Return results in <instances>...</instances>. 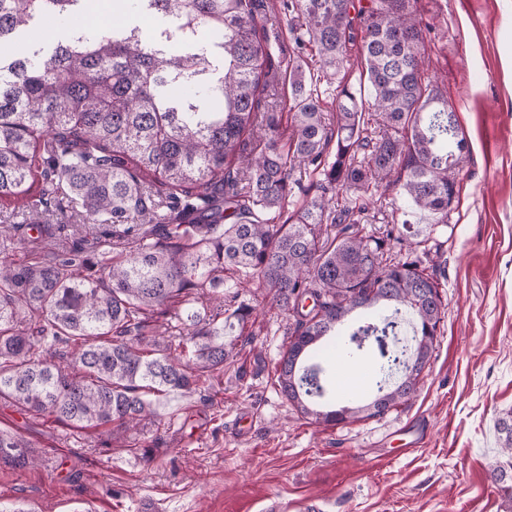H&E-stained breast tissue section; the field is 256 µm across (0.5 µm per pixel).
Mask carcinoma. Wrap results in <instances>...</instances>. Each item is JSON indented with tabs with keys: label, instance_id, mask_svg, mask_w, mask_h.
Segmentation results:
<instances>
[{
	"label": "carcinoma",
	"instance_id": "obj_1",
	"mask_svg": "<svg viewBox=\"0 0 512 512\" xmlns=\"http://www.w3.org/2000/svg\"><path fill=\"white\" fill-rule=\"evenodd\" d=\"M277 0H112V29L88 0H0V47L37 19L64 25L39 58L0 51V402L74 428L138 434L172 394L224 369L253 318L257 281L288 313L280 394L319 424L377 417L413 395L442 315L440 283L389 229H357L378 191L392 212L448 223L467 143L425 67L416 0H288V51L268 35ZM360 62L363 93L326 106L308 80ZM288 86L289 132L265 110ZM311 179L301 205L294 190ZM37 233L14 259L8 221ZM92 238L66 242L67 224ZM182 316L145 332L169 305ZM395 304L330 345L356 309ZM369 362L377 395L357 408L312 402L328 363ZM512 456V411L496 421ZM0 428V463L34 466Z\"/></svg>",
	"mask_w": 512,
	"mask_h": 512
}]
</instances>
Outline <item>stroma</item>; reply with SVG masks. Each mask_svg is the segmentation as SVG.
Here are the masks:
<instances>
[{
  "instance_id": "35a3bbf8",
  "label": "stroma",
  "mask_w": 512,
  "mask_h": 512,
  "mask_svg": "<svg viewBox=\"0 0 512 512\" xmlns=\"http://www.w3.org/2000/svg\"><path fill=\"white\" fill-rule=\"evenodd\" d=\"M422 49L469 143L448 221L409 213L442 319L418 391L386 415L338 425L303 417L275 367L287 313L264 289L241 298L257 319L223 372L169 398L139 436L74 430L0 402V427L28 439L38 466L0 465V505L35 512H262L265 499L322 498L325 512H512L493 474L494 423L512 411V0H418ZM253 415L242 434L235 418ZM423 419V443L397 435Z\"/></svg>"
}]
</instances>
